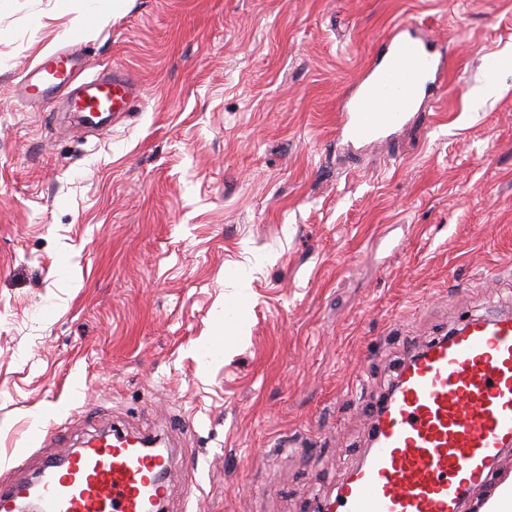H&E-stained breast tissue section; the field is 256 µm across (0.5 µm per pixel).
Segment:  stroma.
Masks as SVG:
<instances>
[{"instance_id": "1", "label": "stroma", "mask_w": 512, "mask_h": 512, "mask_svg": "<svg viewBox=\"0 0 512 512\" xmlns=\"http://www.w3.org/2000/svg\"><path fill=\"white\" fill-rule=\"evenodd\" d=\"M84 8L0 0V469L119 418L181 441L167 512H321L408 344L512 313V0H127L79 46L144 87L101 136L15 93ZM402 21L442 97L347 146Z\"/></svg>"}]
</instances>
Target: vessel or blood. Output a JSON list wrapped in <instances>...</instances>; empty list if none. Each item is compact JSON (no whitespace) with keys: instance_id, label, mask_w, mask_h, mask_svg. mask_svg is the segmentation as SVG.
Returning <instances> with one entry per match:
<instances>
[{"instance_id":"b4317fda","label":"vessel or blood","mask_w":512,"mask_h":512,"mask_svg":"<svg viewBox=\"0 0 512 512\" xmlns=\"http://www.w3.org/2000/svg\"><path fill=\"white\" fill-rule=\"evenodd\" d=\"M73 53L47 54L24 77L20 97L40 103L70 87L82 122L107 131L131 111L138 80L115 69L75 82ZM445 61L414 24L393 29L364 77L343 98L339 136L364 141L401 125L439 97ZM512 446V315L476 317L412 352L376 414L370 454L336 492L335 512H463ZM170 455L144 437L93 436L46 459L36 512H161L171 495Z\"/></svg>"}]
</instances>
